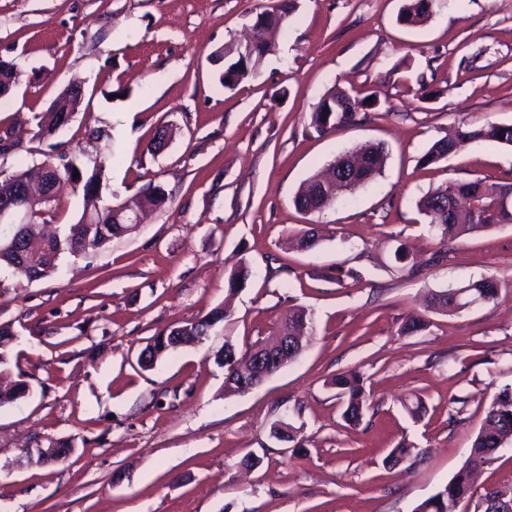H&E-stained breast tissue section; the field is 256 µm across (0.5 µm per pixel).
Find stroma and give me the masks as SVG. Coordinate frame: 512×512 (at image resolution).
<instances>
[{
  "label": "stroma",
  "instance_id": "obj_1",
  "mask_svg": "<svg viewBox=\"0 0 512 512\" xmlns=\"http://www.w3.org/2000/svg\"><path fill=\"white\" fill-rule=\"evenodd\" d=\"M282 0H0V59L21 82L0 99L18 153L0 178L62 145L82 169L104 164V196L148 183L169 194L139 230L29 281L0 268L10 377L27 396L0 407V512H412L465 463L490 397L512 386V286L490 307L424 311L425 295L512 277V224L441 244L417 202L452 181H512V146L464 144L418 158L458 122L512 125V0H435L406 28L402 0H297L256 76L220 85L216 54ZM74 80L85 98L53 136L37 119ZM433 99L419 101V86ZM380 105L327 134L309 114L330 90ZM175 134L159 154L157 129ZM388 151L368 186L322 213L293 205L299 185L340 152ZM318 226L312 251L299 240ZM406 246L412 265L395 262ZM436 264H429L433 253ZM252 274L228 293L240 260ZM228 316L201 340L138 363L158 332ZM314 314L300 357L243 396H225V343L269 335L288 311ZM425 331L401 334L408 317ZM356 371L371 403L359 426L332 380ZM419 395L426 406L410 416ZM296 429L271 437L272 422ZM67 458L46 460L52 443ZM413 459L390 464L398 444ZM259 464L246 468V456ZM512 487V445L474 478L477 495Z\"/></svg>",
  "mask_w": 512,
  "mask_h": 512
}]
</instances>
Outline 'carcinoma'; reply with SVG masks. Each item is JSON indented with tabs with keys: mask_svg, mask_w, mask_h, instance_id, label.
<instances>
[{
	"mask_svg": "<svg viewBox=\"0 0 512 512\" xmlns=\"http://www.w3.org/2000/svg\"><path fill=\"white\" fill-rule=\"evenodd\" d=\"M435 0H403L397 16V23L405 27H416L425 24L433 15ZM297 7L296 0H286L277 12H262L256 15L251 24L249 47L240 52L238 47L224 49V69L219 81L226 88H233L243 80L253 76L259 69L262 59L269 51V43L264 34L272 27L279 26L284 18L289 17ZM348 97L345 91L331 90L325 94L314 110L310 113V125L319 133L334 131L338 128L355 123L359 112L375 108L378 99L368 102L366 98L356 96L357 108L349 112H340L337 104ZM81 102L62 92L53 102L54 111H48L38 124V134H51L61 117L67 112L78 110ZM494 141L512 145V125L487 122L480 126L460 122L453 133L436 140L419 158L418 164L427 167L439 163L456 147L457 141ZM60 181L69 183L75 190L82 192L84 209L74 224L65 229L63 236L51 237L35 243L37 236V218L45 213V205H31L34 220L29 224L16 226L22 241V255H17L7 244L0 245V262L10 267L19 268L28 259L42 257L46 253L53 254V260L40 262L37 271L42 279L55 273L62 254L74 257L95 251L116 237L129 234L130 225L123 218L117 217L104 208L102 188L104 181V165L93 167L92 171L82 170L76 158L67 151H59L53 157ZM364 161L352 181L329 180L319 174L311 176L297 191L294 205L305 214L320 213L325 208L324 201L328 197L337 198L373 182L386 164L387 152L383 146L365 143L351 150L338 154L330 163V170L340 169L341 164L350 166ZM79 177H74V174ZM169 200L168 193L160 184H148L131 197L120 202L125 206L132 204L142 210L151 208L162 210ZM418 208L428 223L438 228L441 240L453 242L464 235L489 229L497 224L512 223V182H487L483 179L450 182L427 193L418 202ZM251 276V268L242 262L227 277L228 291L235 292L242 288ZM504 280L489 276L471 283V287L484 295V305L489 306L498 298ZM227 318V313L217 307L205 316L188 321L179 326V338L174 339V330L167 329L152 338L140 353L139 365L145 370L154 368L156 363L177 350V344H187L207 335L209 328ZM314 315L309 310H298L288 314L281 324L277 335L296 336L311 328ZM13 333L10 324H0V370L10 366L7 344ZM244 355L235 345L224 344V349L217 352L215 360L224 366V395H244L246 391L240 387L243 376L233 370L235 363ZM339 394L346 400L344 419L353 427L360 424L367 397L363 386V377L358 372L342 373L333 380ZM512 440V388L505 387L489 401L485 410L484 424L471 444L469 456L456 475L434 494L416 505L412 512H448L451 504L465 499L471 494L470 473L492 459L503 445Z\"/></svg>",
	"mask_w": 512,
	"mask_h": 512,
	"instance_id": "obj_1",
	"label": "carcinoma"
}]
</instances>
